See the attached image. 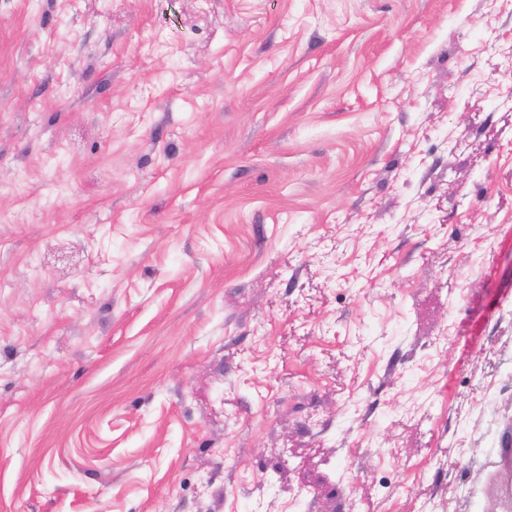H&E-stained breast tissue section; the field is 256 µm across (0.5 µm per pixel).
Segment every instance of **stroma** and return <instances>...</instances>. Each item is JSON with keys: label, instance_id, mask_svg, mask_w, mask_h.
<instances>
[{"label": "stroma", "instance_id": "1", "mask_svg": "<svg viewBox=\"0 0 512 512\" xmlns=\"http://www.w3.org/2000/svg\"><path fill=\"white\" fill-rule=\"evenodd\" d=\"M512 0H0V512H512Z\"/></svg>", "mask_w": 512, "mask_h": 512}]
</instances>
